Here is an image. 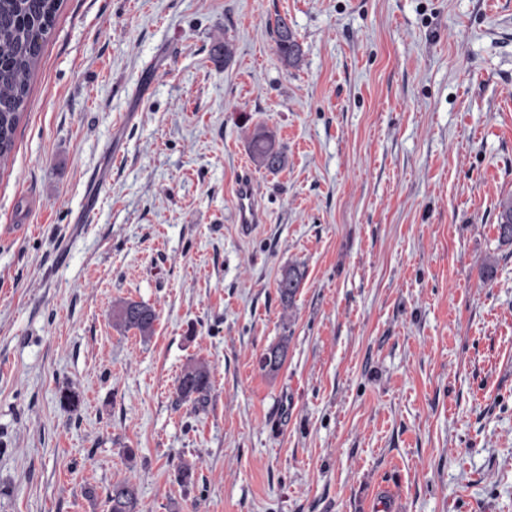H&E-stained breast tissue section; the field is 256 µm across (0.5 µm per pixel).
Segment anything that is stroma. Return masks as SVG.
I'll return each instance as SVG.
<instances>
[{
    "mask_svg": "<svg viewBox=\"0 0 512 512\" xmlns=\"http://www.w3.org/2000/svg\"><path fill=\"white\" fill-rule=\"evenodd\" d=\"M260 126L287 162L245 233ZM507 196L512 0H64L0 166V512L123 479L139 512H512ZM273 34L277 50L285 64L294 63L300 54V46L286 18H278L274 24ZM235 221L245 231L264 222L263 207L256 197L253 176L249 170L240 176L235 187ZM497 232L501 243L512 244V196L502 199L499 203ZM303 280V272L295 266L288 267L277 281L281 300L288 304L295 297ZM114 325L120 330L134 329L146 338L150 337L157 320L154 307L144 302L123 301L113 310ZM210 372L207 365L197 361L188 364L177 379L176 393L182 402L200 401L210 388Z\"/></svg>",
    "mask_w": 512,
    "mask_h": 512,
    "instance_id": "stroma-1",
    "label": "stroma"
}]
</instances>
